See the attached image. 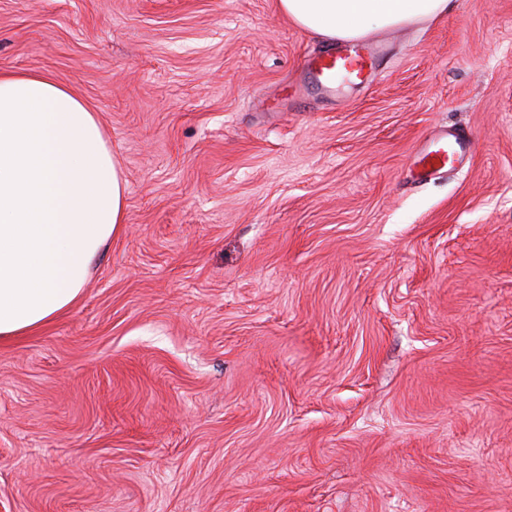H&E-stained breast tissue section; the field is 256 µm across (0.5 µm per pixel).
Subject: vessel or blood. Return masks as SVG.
Listing matches in <instances>:
<instances>
[{
    "instance_id": "vessel-or-blood-1",
    "label": "vessel or blood",
    "mask_w": 512,
    "mask_h": 512,
    "mask_svg": "<svg viewBox=\"0 0 512 512\" xmlns=\"http://www.w3.org/2000/svg\"><path fill=\"white\" fill-rule=\"evenodd\" d=\"M378 52L371 47H338L323 51L311 57L304 72V87L307 92L330 93L337 78L349 81L368 82L376 64ZM467 138L457 133L454 136H440L432 150L421 154L418 165L428 173L447 166L450 160L460 155Z\"/></svg>"
}]
</instances>
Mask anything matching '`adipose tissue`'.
Returning a JSON list of instances; mask_svg holds the SVG:
<instances>
[{"label":"adipose tissue","instance_id":"ef3b65f1","mask_svg":"<svg viewBox=\"0 0 512 512\" xmlns=\"http://www.w3.org/2000/svg\"><path fill=\"white\" fill-rule=\"evenodd\" d=\"M301 29L356 42L431 20L451 0H278ZM126 181L94 112L39 72L0 71V342L32 333L80 299L123 230Z\"/></svg>","mask_w":512,"mask_h":512}]
</instances>
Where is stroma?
Instances as JSON below:
<instances>
[{"mask_svg": "<svg viewBox=\"0 0 512 512\" xmlns=\"http://www.w3.org/2000/svg\"><path fill=\"white\" fill-rule=\"evenodd\" d=\"M373 41L300 97L328 44L278 0H0V70L126 180L78 303L0 343V512H512V0ZM378 51L372 47H336L311 57L304 72L308 93L328 94L336 79L367 83L376 64ZM450 136L453 139L449 141L448 133L438 137L433 142L435 149L421 154L418 166L424 174L446 167L450 160H453L455 156H460L463 152L467 142L466 135L456 133L450 134Z\"/></svg>", "mask_w": 512, "mask_h": 512, "instance_id": "35a3bbf8", "label": "stroma"}]
</instances>
